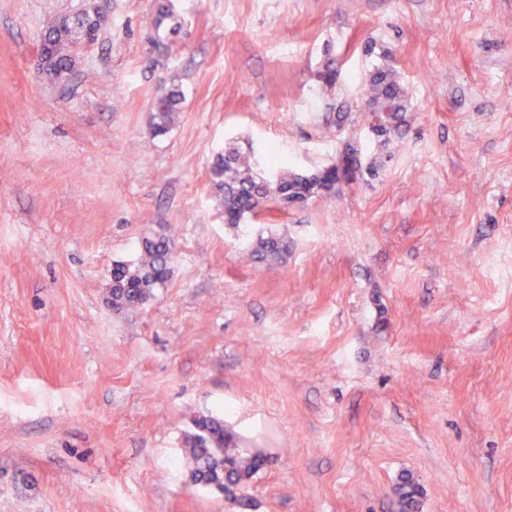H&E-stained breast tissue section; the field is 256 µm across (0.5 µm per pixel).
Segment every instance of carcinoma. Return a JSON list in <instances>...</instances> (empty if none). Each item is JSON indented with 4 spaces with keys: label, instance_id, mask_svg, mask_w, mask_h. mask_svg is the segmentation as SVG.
<instances>
[{
    "label": "carcinoma",
    "instance_id": "1",
    "mask_svg": "<svg viewBox=\"0 0 512 512\" xmlns=\"http://www.w3.org/2000/svg\"><path fill=\"white\" fill-rule=\"evenodd\" d=\"M77 24L61 28L58 17L47 20L42 43L51 45V67L59 78L69 77L73 52L84 41L85 25L95 22L90 9L75 14ZM326 89L335 87L336 66L327 60L316 74ZM182 91L164 88L153 102L155 133H167L172 124ZM391 99L395 103L391 120L375 138V147L383 150L392 139L402 134L407 111V93L395 71L387 64L369 71L365 82L363 105L373 106ZM273 170L257 171L251 155L230 148L217 156L211 168L212 183L224 208V223L237 225L254 215L268 203L288 204L296 199L308 200L320 194L336 193V170L326 168L316 174H302L281 162L272 163ZM172 241L168 237L145 239L140 254L132 263L116 265L112 274V303L118 308L146 302L154 292L164 287L170 274ZM253 258L262 261L285 260L286 242L277 235L259 236L252 244ZM194 431L186 436L185 455L192 476L211 477L215 469H224V478L242 491L250 485L263 465L261 456L250 455L238 448L234 434L224 428V420L214 416L193 419ZM400 512L417 509L420 488L410 475L401 477L394 488Z\"/></svg>",
    "mask_w": 512,
    "mask_h": 512
}]
</instances>
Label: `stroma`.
<instances>
[{"mask_svg": "<svg viewBox=\"0 0 512 512\" xmlns=\"http://www.w3.org/2000/svg\"><path fill=\"white\" fill-rule=\"evenodd\" d=\"M84 2L0 0V512H399L405 474L417 512H512V0H174L158 27L112 0L39 79ZM383 62L408 111L379 175L225 223L217 153L335 164ZM271 233L287 258L256 261ZM147 235L169 280L114 310ZM208 413L265 460L249 508L189 482ZM90 9L91 7L76 13L75 17L77 18V24H69V27H66L65 30V25L70 21L69 17L65 20L63 25H61V17H50L47 20L41 45L51 44V50L41 47V50L39 51L38 76L40 78H49V73L47 71L51 70L49 65L52 60L51 67L56 73V76L58 78L67 79L71 72L70 63L73 52L82 45L83 41L84 43L82 47L90 46L96 42L100 31V28L96 23L95 26L88 27L86 29V33L84 31L87 23L96 22L90 14ZM182 97V91L177 87L164 88L156 95L153 102L155 133L163 135L170 130ZM394 493L398 499L400 512H413L417 509L420 488L412 476H402L394 488Z\"/></svg>", "mask_w": 512, "mask_h": 512, "instance_id": "1", "label": "stroma"}]
</instances>
